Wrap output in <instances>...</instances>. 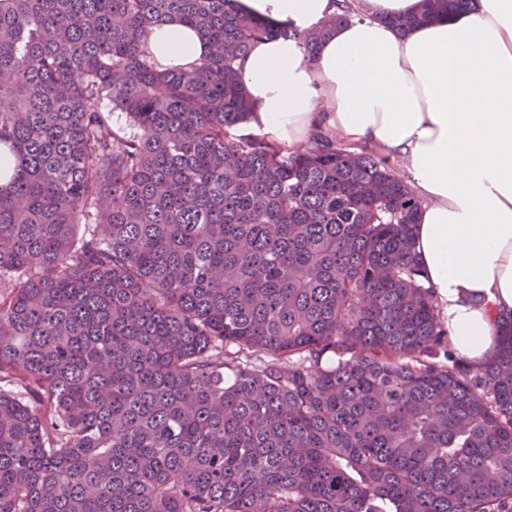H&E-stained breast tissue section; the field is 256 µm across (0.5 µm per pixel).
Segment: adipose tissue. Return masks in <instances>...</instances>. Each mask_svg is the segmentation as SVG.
Here are the masks:
<instances>
[{
  "label": "adipose tissue",
  "instance_id": "ef3b65f1",
  "mask_svg": "<svg viewBox=\"0 0 512 512\" xmlns=\"http://www.w3.org/2000/svg\"><path fill=\"white\" fill-rule=\"evenodd\" d=\"M350 16L317 53L302 44L339 0H235L279 28L240 66L248 128L291 154L315 131L348 151L396 163L421 202L415 249L452 347L479 366L512 329V0L401 34L385 16L421 0H348ZM159 68H190L208 51L179 22L155 25Z\"/></svg>",
  "mask_w": 512,
  "mask_h": 512
}]
</instances>
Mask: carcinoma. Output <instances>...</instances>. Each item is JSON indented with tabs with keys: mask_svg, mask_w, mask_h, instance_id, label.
<instances>
[{
	"mask_svg": "<svg viewBox=\"0 0 512 512\" xmlns=\"http://www.w3.org/2000/svg\"><path fill=\"white\" fill-rule=\"evenodd\" d=\"M233 2L0 0V512H512V334L453 354L384 158L242 132ZM147 52L160 69H188L203 58L208 45L193 28L179 22H164L152 28Z\"/></svg>",
	"mask_w": 512,
	"mask_h": 512,
	"instance_id": "obj_1",
	"label": "carcinoma"
}]
</instances>
